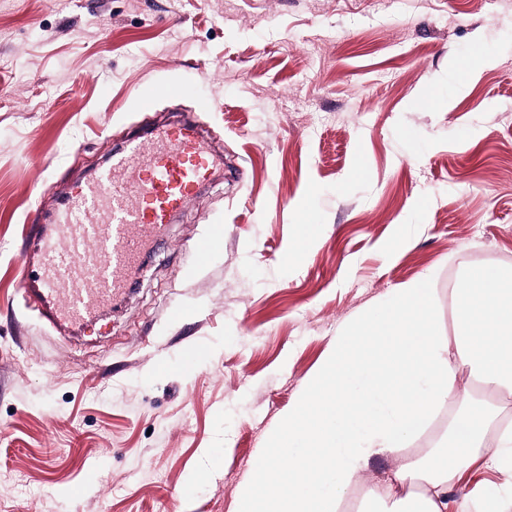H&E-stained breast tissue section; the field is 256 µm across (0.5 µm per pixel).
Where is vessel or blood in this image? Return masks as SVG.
Wrapping results in <instances>:
<instances>
[{
  "instance_id": "obj_1",
  "label": "vessel or blood",
  "mask_w": 512,
  "mask_h": 512,
  "mask_svg": "<svg viewBox=\"0 0 512 512\" xmlns=\"http://www.w3.org/2000/svg\"><path fill=\"white\" fill-rule=\"evenodd\" d=\"M222 160L192 123L129 137L97 176L78 184L43 222L30 228L32 256L21 268L19 292L54 325L85 326L130 289L143 254L164 224ZM224 244L216 226L196 238L197 257Z\"/></svg>"
}]
</instances>
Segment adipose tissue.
<instances>
[{"instance_id": "ef3b65f1", "label": "adipose tissue", "mask_w": 512, "mask_h": 512, "mask_svg": "<svg viewBox=\"0 0 512 512\" xmlns=\"http://www.w3.org/2000/svg\"><path fill=\"white\" fill-rule=\"evenodd\" d=\"M454 304L449 336L427 274L342 325L241 482L237 512H340L371 460L406 448L457 398L460 374L512 396V289L495 270L468 271ZM504 412L451 424L446 443L379 479L363 512H446L449 484L473 466L511 473Z\"/></svg>"}]
</instances>
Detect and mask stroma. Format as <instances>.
<instances>
[{"label":"stroma","instance_id":"stroma-1","mask_svg":"<svg viewBox=\"0 0 512 512\" xmlns=\"http://www.w3.org/2000/svg\"><path fill=\"white\" fill-rule=\"evenodd\" d=\"M147 82L186 91L149 118ZM173 109L224 165L64 336L17 302L24 224ZM470 268L512 272V0H0V512H236L337 329L429 274L453 334ZM224 244V227L217 225L212 228L208 234L196 238L191 248L200 259L210 258L216 251L223 248Z\"/></svg>","mask_w":512,"mask_h":512}]
</instances>
